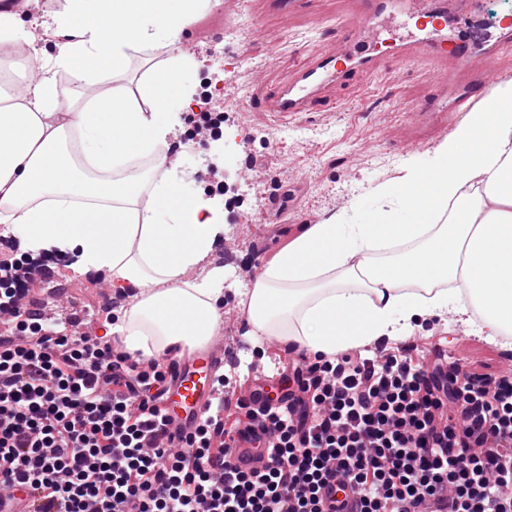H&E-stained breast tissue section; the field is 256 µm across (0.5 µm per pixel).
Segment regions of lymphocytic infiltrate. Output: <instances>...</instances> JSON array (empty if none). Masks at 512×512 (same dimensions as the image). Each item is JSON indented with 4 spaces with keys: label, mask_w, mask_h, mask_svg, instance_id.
<instances>
[{
    "label": "lymphocytic infiltrate",
    "mask_w": 512,
    "mask_h": 512,
    "mask_svg": "<svg viewBox=\"0 0 512 512\" xmlns=\"http://www.w3.org/2000/svg\"><path fill=\"white\" fill-rule=\"evenodd\" d=\"M24 296H0V492L31 488V512H336L335 478L359 512H512L510 383L479 392L455 364L319 355L295 366L286 409L240 428L266 461L245 470L210 451L223 403L171 452L166 371L44 327Z\"/></svg>",
    "instance_id": "f902f5d3"
}]
</instances>
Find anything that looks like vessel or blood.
<instances>
[{
    "label": "vessel or blood",
    "mask_w": 512,
    "mask_h": 512,
    "mask_svg": "<svg viewBox=\"0 0 512 512\" xmlns=\"http://www.w3.org/2000/svg\"><path fill=\"white\" fill-rule=\"evenodd\" d=\"M355 9L333 50L307 58L282 84L260 99L263 111L285 117L320 111L328 91L354 85L359 74L375 70L379 60L421 57L435 66L429 98L419 115L436 129L447 127L449 113L470 111L489 99L497 77L494 64L503 47L512 46V21L500 22L495 38L461 39L453 15L475 0H352ZM235 355L222 340L192 356L173 360L161 406L167 433L180 441L194 432L212 408L216 372Z\"/></svg>",
    "instance_id": "1"
}]
</instances>
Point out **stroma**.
<instances>
[{
	"label": "stroma",
	"mask_w": 512,
	"mask_h": 512,
	"mask_svg": "<svg viewBox=\"0 0 512 512\" xmlns=\"http://www.w3.org/2000/svg\"><path fill=\"white\" fill-rule=\"evenodd\" d=\"M221 7V13L200 16L193 36L180 37L175 47L152 45L129 52L123 69L108 79L79 87L59 84L62 105L82 104L110 86L136 88L151 69L182 53L193 63L190 81L199 82L206 65L223 48L225 30L241 20L235 0H221ZM349 9L348 0H304L300 11L286 19L268 7L249 15L257 24L244 48L249 63L233 73L228 91L239 125L254 135L246 151L266 180L259 187L256 210L231 240V250L240 258L244 272L243 278L231 284L239 292L250 290V277L304 225L339 218L357 223L353 206L361 199L374 208L397 211L393 189L405 167L444 139L429 123L415 117L430 95L428 70L419 62L385 59L374 72L358 79L369 87V95L335 87L328 93L333 103L328 111L304 112L279 121L257 108L265 90L286 81L305 56L332 49L337 20ZM280 189L294 192L283 216L268 208L269 199ZM107 278L104 272L80 273L66 262L57 267L55 281L41 288L39 298L48 303L59 294L68 297L82 311L86 324L101 336L106 328L98 312L106 307L117 311L132 302L130 293H111ZM220 330L236 333L242 347L237 390L253 388L251 364L278 358L288 368L301 359L300 353L287 346L278 352L267 341L255 345L242 308L229 306L222 314ZM391 344L409 348L414 360L429 367L443 353L451 362L463 359L467 372L483 381L512 379V350L501 340L480 333L453 309L427 318L419 328L392 338Z\"/></svg>",
	"instance_id": "obj_1"
}]
</instances>
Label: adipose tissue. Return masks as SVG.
<instances>
[{"label": "adipose tissue", "instance_id": "1", "mask_svg": "<svg viewBox=\"0 0 512 512\" xmlns=\"http://www.w3.org/2000/svg\"><path fill=\"white\" fill-rule=\"evenodd\" d=\"M213 0H66L54 13L73 39L26 102L0 88V223L33 252L79 251L137 290L117 334L136 360L203 347L217 329L223 270L189 282L224 234L219 202L187 196L164 148L187 111L182 55L136 90L114 88L61 109L57 71L82 83L119 69L129 49L176 44ZM473 112L397 187L399 215L309 224L268 261L250 293L254 342L277 336L333 355L410 327L468 297L479 331L512 335V84ZM152 202L139 207L144 183Z\"/></svg>", "mask_w": 512, "mask_h": 512}]
</instances>
